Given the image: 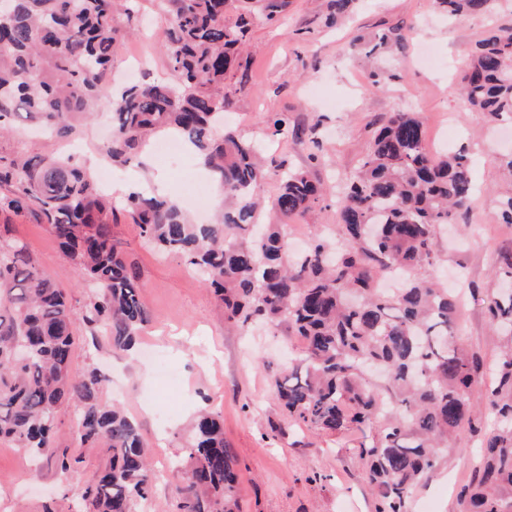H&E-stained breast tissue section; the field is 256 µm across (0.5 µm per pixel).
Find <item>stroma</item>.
Masks as SVG:
<instances>
[{
	"mask_svg": "<svg viewBox=\"0 0 512 512\" xmlns=\"http://www.w3.org/2000/svg\"><path fill=\"white\" fill-rule=\"evenodd\" d=\"M512 14V0H494L490 13L453 21L438 15L432 0H357L351 17L326 26L323 0H290L280 23L256 20L246 47L247 83L233 93L226 120L243 135L268 143L295 167L307 162L308 149L292 135L275 133L269 114L287 113L292 123L313 126L324 159L316 168L326 196L312 211L287 219V236L311 241L316 230H338L336 194L365 155L375 124L392 113H417L431 151L468 147L477 191L465 214L437 233L433 277L462 291L457 340L479 355L486 372L472 385L474 397L486 394L503 342L490 328L483 299L493 290L491 272L501 253L512 250V224L497 219L496 200L507 190L498 158L512 150L506 124L464 107L459 82L476 42L502 17ZM139 18L147 27L122 39L112 72L121 74L132 55L143 56L139 78L165 76L164 51L158 36L168 24L159 0H140ZM399 27L408 35L402 53L372 59L348 53L356 37L371 39ZM395 73L386 88L371 84L374 68ZM112 134V115L97 111L76 142L47 140L18 123L0 138V151L30 154L50 148L90 172H98L99 147ZM161 179L169 195L196 201L195 223L212 215L220 189L196 153L184 150L179 166L158 159L145 148L140 161L118 169L107 189L122 207L124 189ZM7 236L24 242L42 273L67 295L76 340L71 369L98 372L105 379L100 397L118 404L138 425L160 477L149 497L134 502L132 512H173L175 489L164 473L172 461H187V427L200 407L218 413L224 442L237 457L241 512H375L366 467L359 456V435L326 436L296 425L282 412L272 382L289 357L301 352L295 337L281 330L241 329L224 318L223 304L203 277L175 254L144 244L131 220L113 228L126 257L141 272V296L150 320L133 351L113 348L108 337L90 336L80 318L93 288L80 280L55 237L34 217L0 216ZM172 370L168 381L155 372L157 361ZM59 447L72 459L68 473L53 461L34 464L7 439H0V512H71L86 484L111 454L108 443L78 447L72 440L77 415L62 409ZM480 434L463 430L432 474L411 499L409 512H459V494L478 466Z\"/></svg>",
	"mask_w": 512,
	"mask_h": 512,
	"instance_id": "35a3bbf8",
	"label": "stroma"
}]
</instances>
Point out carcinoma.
Segmentation results:
<instances>
[{"label": "carcinoma", "instance_id": "cac0c4a2", "mask_svg": "<svg viewBox=\"0 0 512 512\" xmlns=\"http://www.w3.org/2000/svg\"><path fill=\"white\" fill-rule=\"evenodd\" d=\"M0 0V134L14 119L68 140L105 100L115 132L103 154L126 166L155 135H178L224 190L212 224H192L186 212L152 191L134 190L122 210L93 178L54 152H0V215L32 214L48 226L64 255L97 291L83 323L116 349L135 343L149 321L139 297L140 274L112 233L129 216L141 238L180 254L202 272L224 303L227 320L267 324L299 338L275 394L289 418L326 435L363 432L360 456L378 499L377 512H406L407 502L442 458L448 441L483 413L485 436L475 482L463 491V512H512V294L484 300L494 331L507 338L484 398L471 397L481 357L456 345L459 299L429 276L436 228L467 210L473 196L472 159L427 152L422 121L395 112L377 129L346 192L338 198L337 241L320 234L288 255L285 225L262 224L259 188L267 176L263 145L221 129L231 104L226 80L248 62L242 46L260 15L276 21L288 0H164L168 77L110 90L116 41L127 35L137 0ZM450 18L484 14L492 0H435ZM354 0H327L326 20L347 16ZM392 29L370 52L403 48ZM471 109L492 121H512V18L476 42L461 77ZM268 123L293 127L308 142V167L280 164L271 209L307 213L325 188L314 173L320 147L315 128L291 125L288 114ZM407 272L387 292L378 279ZM75 321L64 292L43 276L21 242L0 239V438L34 457L56 455L60 407H80L74 441L111 443L107 467L86 487L77 512H131L156 483L139 428L99 398L102 377L71 370ZM378 422L371 434L367 426ZM189 468L171 466L175 512H238L237 461L224 444L219 416L202 410L192 424Z\"/></svg>", "mask_w": 512, "mask_h": 512}]
</instances>
